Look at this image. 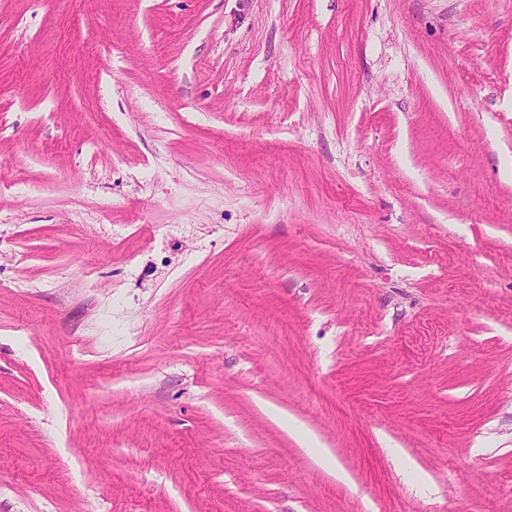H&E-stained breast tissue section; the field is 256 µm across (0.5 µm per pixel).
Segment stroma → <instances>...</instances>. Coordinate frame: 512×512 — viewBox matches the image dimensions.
<instances>
[{
    "instance_id": "35a3bbf8",
    "label": "stroma",
    "mask_w": 512,
    "mask_h": 512,
    "mask_svg": "<svg viewBox=\"0 0 512 512\" xmlns=\"http://www.w3.org/2000/svg\"><path fill=\"white\" fill-rule=\"evenodd\" d=\"M0 512H512V0H0Z\"/></svg>"
}]
</instances>
